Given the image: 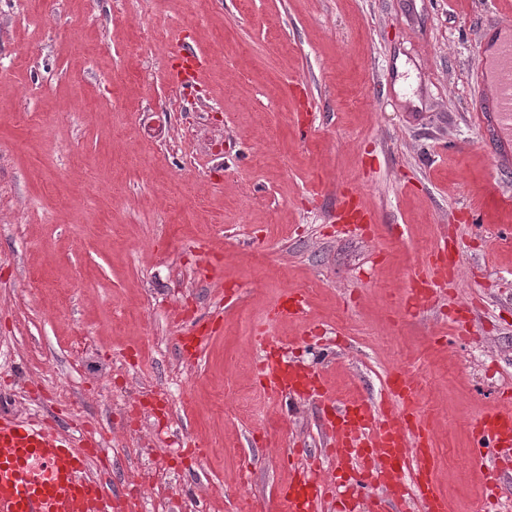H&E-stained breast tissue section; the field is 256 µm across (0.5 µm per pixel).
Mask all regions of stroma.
<instances>
[{
	"label": "stroma",
	"mask_w": 512,
	"mask_h": 512,
	"mask_svg": "<svg viewBox=\"0 0 512 512\" xmlns=\"http://www.w3.org/2000/svg\"><path fill=\"white\" fill-rule=\"evenodd\" d=\"M510 21L512 0H0V413L108 449L111 497L152 461L171 512H278L295 466L329 467L331 405L272 395L260 361L380 405L401 368L438 490L475 512V420L512 388V214L470 219L512 161L477 65ZM179 42L223 70L181 73Z\"/></svg>",
	"instance_id": "obj_1"
}]
</instances>
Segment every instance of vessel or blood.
Here are the masks:
<instances>
[{
  "label": "vessel or blood",
  "mask_w": 512,
  "mask_h": 512,
  "mask_svg": "<svg viewBox=\"0 0 512 512\" xmlns=\"http://www.w3.org/2000/svg\"><path fill=\"white\" fill-rule=\"evenodd\" d=\"M495 66L480 73L487 83L477 106L492 116L497 128L512 130V36L495 43ZM415 385L402 371L392 373L391 405L378 410L371 402L337 408L332 420L331 449L337 463L360 474V487L376 485L423 512H452L447 497L433 482L434 457L428 430L417 414ZM480 448L477 461L488 480L500 479L494 451L512 447V401L501 400L477 420ZM108 472L90 474L87 456L49 426H35L8 414L0 415V512H113L107 495ZM310 489L297 500L292 487L280 496L282 512H318L324 479L304 477Z\"/></svg>",
  "instance_id": "b4317fda"
}]
</instances>
